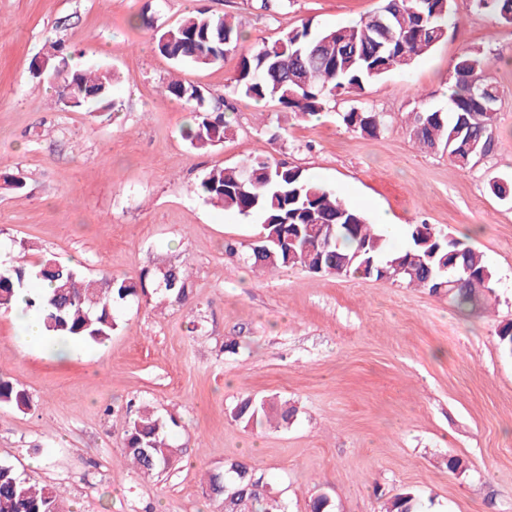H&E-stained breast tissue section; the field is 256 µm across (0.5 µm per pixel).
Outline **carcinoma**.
Listing matches in <instances>:
<instances>
[{
    "label": "carcinoma",
    "mask_w": 512,
    "mask_h": 512,
    "mask_svg": "<svg viewBox=\"0 0 512 512\" xmlns=\"http://www.w3.org/2000/svg\"><path fill=\"white\" fill-rule=\"evenodd\" d=\"M494 18L505 20L512 0H472ZM452 21L451 0H383L380 11L358 24L321 31L307 21L272 42L262 43L240 57L235 91L257 102H275L295 117L318 116L328 97L361 96L365 86L394 70H406L445 37ZM244 39L242 25L205 11L188 15L164 30L157 39L158 51L176 65L208 67L224 61ZM61 78L60 100L71 108L110 110L113 75L108 69L69 70L62 49L53 48L35 65L37 73H57ZM489 60L466 50L454 66L448 109L413 113L410 137L423 150L446 152L461 170L471 168L478 153L497 144V116L487 113L469 95L475 81L487 84ZM164 94L193 107L192 121L182 129L184 140L196 150L219 143L231 130L230 121L210 105L207 93L182 80L170 81ZM340 122L361 135L375 136L388 119L370 108L352 107L339 115ZM200 192L217 207L256 219L264 235L262 248L225 244L230 255L243 253L260 269L275 271L298 267L314 274H339L379 279L381 270L391 281L434 292L447 284L448 296L460 308L480 302V292L493 294V273L482 255L461 241L427 224V235L408 229L409 245L403 250L388 247L387 235L361 211L341 202L323 184L286 159H253L237 167L210 170ZM17 253L0 266V311L14 306L16 293L33 280L49 289L29 295L28 309L39 314L51 336L103 343L118 326L115 305L153 292L171 303L184 304L190 295L188 275L170 266L138 279L109 273L92 279L55 257L44 255L35 263L25 260L28 245H14ZM462 272L464 284L456 287L454 271ZM0 403L19 410L29 407L28 393L0 375ZM231 418L252 430L275 421L293 422L296 408L275 404L251 395L241 397L230 410ZM178 426L175 416L159 415L143 408L130 422L124 436V460L145 477L168 468L178 454L169 439ZM245 464L233 462L224 475L208 476L210 495L227 512H286L271 495L263 474L247 488L238 471ZM51 487L21 476L10 464L0 462V512H55ZM419 495L400 491L386 498L381 512H420Z\"/></svg>",
    "instance_id": "1"
}]
</instances>
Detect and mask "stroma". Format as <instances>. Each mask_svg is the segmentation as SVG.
<instances>
[{
  "label": "stroma",
  "mask_w": 512,
  "mask_h": 512,
  "mask_svg": "<svg viewBox=\"0 0 512 512\" xmlns=\"http://www.w3.org/2000/svg\"><path fill=\"white\" fill-rule=\"evenodd\" d=\"M382 0H0V243L31 245L85 275L135 277L181 266L191 302L133 300L101 344L67 358L23 349L15 313H0V375L30 396L0 404V462L50 485L63 512H220L206 473L245 460L264 473L287 512H309L327 493L333 512H379L384 497L420 495L422 512H512V355L496 330L512 321V202L488 183L512 176V24L453 0L455 23L408 70L369 83L360 100L390 121L374 136L339 120L357 102L330 97L303 121L233 91L239 53L205 68L175 66L161 31L205 9L241 21L244 48L312 21L350 25ZM68 63L111 68L115 109L88 113L58 101L60 81L35 75L45 44ZM490 59L500 136L467 170L420 150L409 113L447 108L464 50ZM227 101L232 132L204 152L181 136L191 108L162 92L171 78ZM254 157L288 158L349 206L375 204L407 245L428 224L481 251L494 294L473 314L446 295L389 280L264 272L228 256L258 222L207 203L196 191L211 169ZM236 339L235 352L224 349ZM244 394L298 409L286 428L253 431L228 415ZM180 422L179 454L164 473L123 463V438L141 405ZM458 457L462 470L447 467Z\"/></svg>",
  "instance_id": "stroma-1"
}]
</instances>
